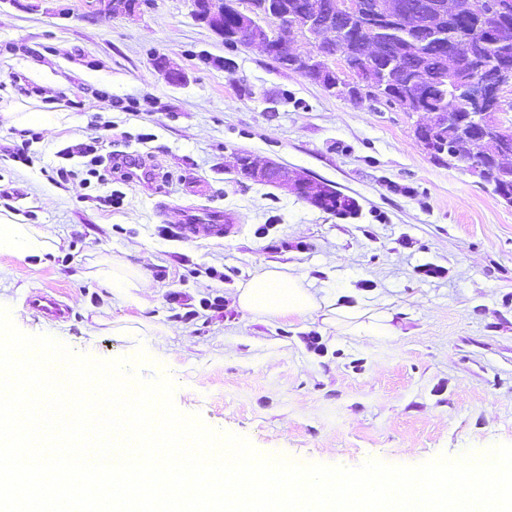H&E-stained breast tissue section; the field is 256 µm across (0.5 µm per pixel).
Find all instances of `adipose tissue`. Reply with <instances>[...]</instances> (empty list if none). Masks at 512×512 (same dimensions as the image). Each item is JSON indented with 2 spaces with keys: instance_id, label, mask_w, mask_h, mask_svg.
<instances>
[{
  "instance_id": "obj_1",
  "label": "adipose tissue",
  "mask_w": 512,
  "mask_h": 512,
  "mask_svg": "<svg viewBox=\"0 0 512 512\" xmlns=\"http://www.w3.org/2000/svg\"><path fill=\"white\" fill-rule=\"evenodd\" d=\"M56 237L44 228L28 224H0V250L19 257L37 256L53 249ZM237 304L241 311L255 316H310L336 329L352 327L365 336H392L396 333L393 316L387 312L365 314L350 305H337L334 299L319 298L304 278L273 267L253 276L239 288Z\"/></svg>"
}]
</instances>
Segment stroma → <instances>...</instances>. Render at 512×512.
<instances>
[{"label": "stroma", "mask_w": 512, "mask_h": 512, "mask_svg": "<svg viewBox=\"0 0 512 512\" xmlns=\"http://www.w3.org/2000/svg\"><path fill=\"white\" fill-rule=\"evenodd\" d=\"M159 53L184 83L154 70ZM16 103L57 122L23 164L0 120V219L60 240L39 257L0 251V305L21 331L169 376L181 412L294 463L413 466L512 444V204L431 159L414 134L422 113L342 99L259 47L227 45L190 0L114 16L97 0H0V109ZM96 138L149 180L116 165L108 184L88 182L85 158L62 151ZM242 152L331 184L356 214L241 180ZM59 166L72 176L55 181ZM183 207L236 224L182 240ZM273 266L320 296L370 297L401 336L244 315L238 288ZM139 270L148 287H121ZM43 290L68 317L30 309Z\"/></svg>", "instance_id": "stroma-1"}]
</instances>
